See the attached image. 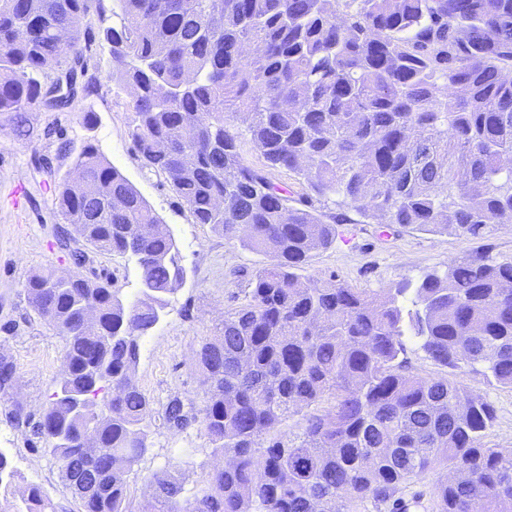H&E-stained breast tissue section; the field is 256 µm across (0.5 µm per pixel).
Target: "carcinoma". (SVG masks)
<instances>
[{
    "label": "carcinoma",
    "mask_w": 512,
    "mask_h": 512,
    "mask_svg": "<svg viewBox=\"0 0 512 512\" xmlns=\"http://www.w3.org/2000/svg\"><path fill=\"white\" fill-rule=\"evenodd\" d=\"M92 0H0V115L30 140L28 112L49 71L75 88ZM103 29L118 82L134 100L130 137L166 175L196 224L270 257L245 303L202 340L198 411L163 409L207 432L213 467L194 499L169 472L150 481V512H403L405 490L434 468L436 512H512V449L483 443L496 420L457 377L512 389V261L460 259L379 293L296 270L336 239L346 217L293 205L246 166L232 122L269 169L375 224L486 238L512 224V0H113ZM72 34L63 46L61 29ZM71 59L61 69V58ZM77 178L56 185L64 247L77 238L134 259L141 296L106 277L52 269L23 292L65 338L57 388L33 427L82 512H128L126 473L145 454L153 416L133 379L139 340L182 283L175 238L127 178L87 147ZM409 337L444 377L412 372ZM14 364L0 356V394ZM302 414L300 432L280 426ZM12 512H53L42 488Z\"/></svg>",
    "instance_id": "carcinoma-1"
}]
</instances>
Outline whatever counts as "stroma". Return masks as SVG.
I'll list each match as a JSON object with an SVG mask.
<instances>
[{"label":"stroma","mask_w":512,"mask_h":512,"mask_svg":"<svg viewBox=\"0 0 512 512\" xmlns=\"http://www.w3.org/2000/svg\"><path fill=\"white\" fill-rule=\"evenodd\" d=\"M112 22V0H100L79 26L80 39L88 45L84 64L89 91L78 92L62 110L36 102L29 112L36 131L33 140L18 139L8 127L0 130V354L13 361L18 378L12 401L0 400V448L7 450L14 470L13 488L38 484L55 512H80V503L61 480L56 459L43 451L32 426L16 423L11 412L18 402L31 416H39L60 374L65 340L38 319L22 284L46 267L74 268L55 244L59 215L54 187L72 171L77 154L93 145L122 172L173 234L188 272L185 283L169 296L159 323L139 342L134 377L152 401L155 415L149 447L126 476L129 512H144L147 484L154 473H176L184 497L189 498L215 465L212 444L200 426L171 427L161 412L175 396L202 407V376L193 352L201 339L214 335L225 309L244 301L251 275L268 261L265 254L225 239L210 225L194 223L166 176L142 164L129 135L133 97L118 91V65L99 39L103 26ZM337 231L335 243L300 268L302 280L337 279L378 292L400 281H417L455 259L486 254L512 258V224L499 226L485 240L398 225L384 231L359 219L338 225ZM92 267L111 279L123 300L137 296L138 274L126 257L97 253ZM460 381L486 396L496 409L486 444L512 448V390L491 387L476 373L462 375Z\"/></svg>","instance_id":"1"}]
</instances>
